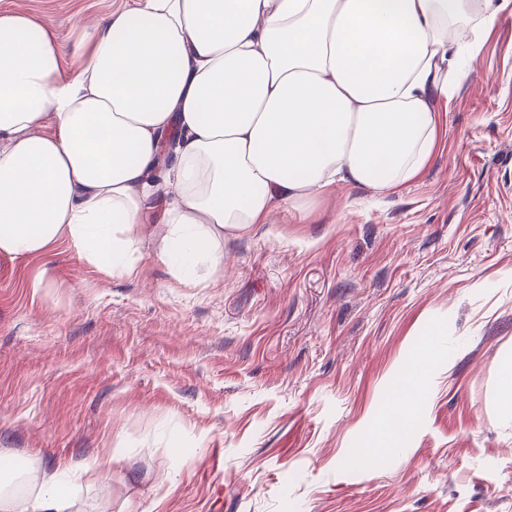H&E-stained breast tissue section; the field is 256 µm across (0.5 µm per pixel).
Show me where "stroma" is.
Wrapping results in <instances>:
<instances>
[{"label":"stroma","instance_id":"1","mask_svg":"<svg viewBox=\"0 0 512 512\" xmlns=\"http://www.w3.org/2000/svg\"><path fill=\"white\" fill-rule=\"evenodd\" d=\"M137 0H0L66 43ZM436 154L228 232L182 284L149 247L103 276L67 243L0 254V490L68 512H512V15L481 35ZM429 359L363 460L398 374ZM112 463V479L87 469ZM50 487V493H42L44 487ZM70 488L56 484L53 487L51 481L44 478L41 479L40 491L35 498L28 504L20 507L10 497L0 494V511L1 512H65L70 506Z\"/></svg>","mask_w":512,"mask_h":512}]
</instances>
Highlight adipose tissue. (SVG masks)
Masks as SVG:
<instances>
[{
	"mask_svg": "<svg viewBox=\"0 0 512 512\" xmlns=\"http://www.w3.org/2000/svg\"><path fill=\"white\" fill-rule=\"evenodd\" d=\"M510 7L140 0L83 16L70 51L0 16V254L65 241L122 276L147 243L189 272L225 231L336 183L391 192L437 149L460 20L488 30Z\"/></svg>",
	"mask_w": 512,
	"mask_h": 512,
	"instance_id": "1",
	"label": "adipose tissue"
}]
</instances>
